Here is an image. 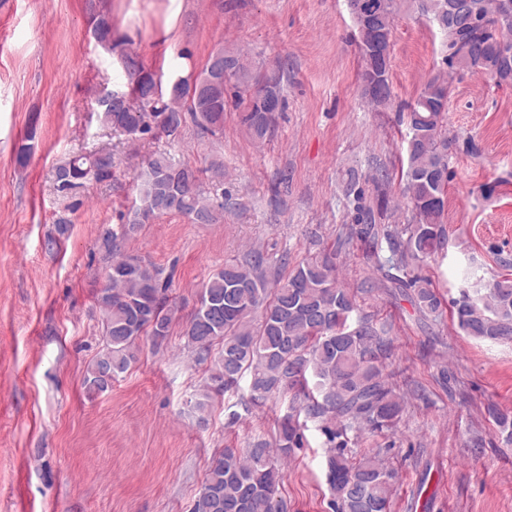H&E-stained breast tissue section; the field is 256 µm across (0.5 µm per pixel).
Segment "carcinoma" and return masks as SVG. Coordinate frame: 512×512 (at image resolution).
<instances>
[{
    "label": "carcinoma",
    "mask_w": 512,
    "mask_h": 512,
    "mask_svg": "<svg viewBox=\"0 0 512 512\" xmlns=\"http://www.w3.org/2000/svg\"><path fill=\"white\" fill-rule=\"evenodd\" d=\"M383 2L375 25L392 29L398 0ZM457 2L461 16L445 22L444 0H415L417 10L442 36L444 68L426 81L407 111L398 114L399 123L407 129L401 192L411 207L412 224L405 240L398 226L383 228L391 256L377 265V284L410 291L419 314L434 319L442 314V300L427 278L409 275L408 267L409 260L436 253L446 240L444 197L452 178L449 155L456 138L448 136L444 119L452 82L457 76L479 73L499 87L512 86V13L503 16L502 0ZM93 33L112 47V20L101 5L93 14ZM218 56L230 60L231 67L210 98H191L189 80L179 78L170 85L166 103L162 76L128 54L121 56L128 90H112L121 106L96 107L100 121L137 138L157 131L175 135L189 117L200 130L214 135L224 130L231 84L243 105V121L251 137L264 142L273 135L276 123V113L265 111L268 98L274 96L284 104L280 80L252 77L240 57L222 47L209 55L199 76L206 75ZM359 56L362 97L377 108L387 106L392 95L390 62L381 63L362 51ZM199 173L188 164L173 163L164 153L154 155L140 176L138 204L131 219L102 236V247L112 262L97 294L103 345L83 379L90 394L107 391L113 377L136 363L141 340L158 346L170 335L176 302L169 296L168 283L156 268L122 255L121 247L138 225L163 215L216 223L224 204L212 205L201 190ZM112 177L113 166L96 154L74 155L56 167V191L69 197L87 182L102 183ZM381 194L377 176L350 179L346 199L351 224L341 245L355 240L375 242ZM268 270L269 258L260 250L250 251L241 261L224 263L198 292V299L210 302L209 311H193L183 322L188 345L206 353L218 347L196 392L199 420L205 421L214 397L236 390L244 379L256 403L289 394L290 412L278 424L279 456L286 458L303 447L300 415L318 421L328 448L326 477L333 512H388L394 470L377 453L351 461L345 439L352 429L390 428L404 411L401 398L382 377V360L389 353L382 330L364 318L351 323L356 304L350 290L337 283L336 250L305 259L274 281L269 280ZM453 317L459 329L474 339L512 341V278L496 279L483 290L461 289L453 302ZM285 477L262 441L241 451L226 448L212 457L192 512H287L280 496Z\"/></svg>",
    "instance_id": "1"
}]
</instances>
